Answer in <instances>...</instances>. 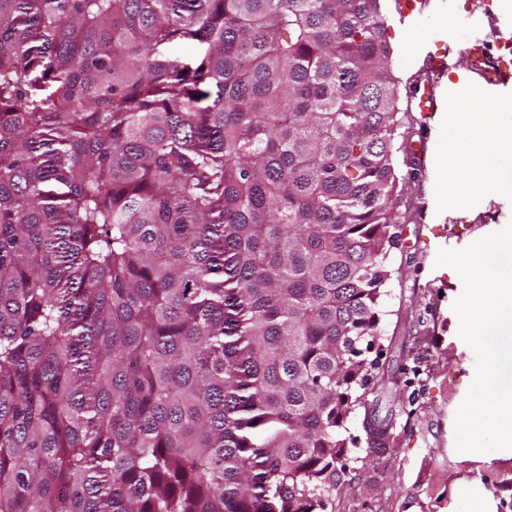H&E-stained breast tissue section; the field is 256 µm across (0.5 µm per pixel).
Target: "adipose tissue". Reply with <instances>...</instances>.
I'll use <instances>...</instances> for the list:
<instances>
[{
	"label": "adipose tissue",
	"instance_id": "obj_1",
	"mask_svg": "<svg viewBox=\"0 0 512 512\" xmlns=\"http://www.w3.org/2000/svg\"><path fill=\"white\" fill-rule=\"evenodd\" d=\"M459 125L468 147L482 149L479 159L466 162L470 179L500 193L512 191V107L460 112Z\"/></svg>",
	"mask_w": 512,
	"mask_h": 512
}]
</instances>
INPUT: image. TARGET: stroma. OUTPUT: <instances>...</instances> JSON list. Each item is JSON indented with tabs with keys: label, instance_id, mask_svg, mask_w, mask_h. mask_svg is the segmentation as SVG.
<instances>
[{
	"label": "stroma",
	"instance_id": "stroma-1",
	"mask_svg": "<svg viewBox=\"0 0 512 512\" xmlns=\"http://www.w3.org/2000/svg\"><path fill=\"white\" fill-rule=\"evenodd\" d=\"M382 9L389 36L404 41L392 46L390 61L402 91L416 86L426 66L424 55L412 50L416 41L441 56L448 41L460 46L468 40L456 25L447 39L400 25L397 0H383ZM472 97L462 83L454 107L405 116L420 173L401 192L406 221L390 253L381 338L370 352L378 367L366 410L347 423L350 474L332 490L331 512H512V457L455 449V414L474 380L475 357L458 335L453 310L462 280L455 269L436 263L439 250L467 247L498 231L497 215L512 213V196L469 184L464 165L449 158L448 134ZM368 410L389 425L390 439L376 451L365 442Z\"/></svg>",
	"mask_w": 512,
	"mask_h": 512
}]
</instances>
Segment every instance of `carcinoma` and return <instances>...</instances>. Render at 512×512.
I'll use <instances>...</instances> for the list:
<instances>
[{"label":"carcinoma","instance_id":"obj_1","mask_svg":"<svg viewBox=\"0 0 512 512\" xmlns=\"http://www.w3.org/2000/svg\"><path fill=\"white\" fill-rule=\"evenodd\" d=\"M387 29L0 0V512H326L417 175Z\"/></svg>","mask_w":512,"mask_h":512}]
</instances>
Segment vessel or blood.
I'll return each instance as SVG.
<instances>
[{"label":"vessel or blood","instance_id":"1","mask_svg":"<svg viewBox=\"0 0 512 512\" xmlns=\"http://www.w3.org/2000/svg\"><path fill=\"white\" fill-rule=\"evenodd\" d=\"M470 28L468 63L458 68L446 57H430V69L418 97L423 112H435L451 104L450 86L471 84L476 100L499 105L512 100V20L485 10H468Z\"/></svg>","mask_w":512,"mask_h":512}]
</instances>
